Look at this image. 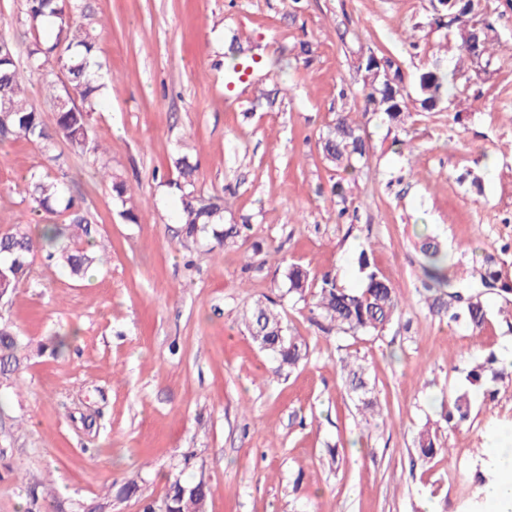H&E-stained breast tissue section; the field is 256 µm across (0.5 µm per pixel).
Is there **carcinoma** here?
<instances>
[{
    "label": "carcinoma",
    "mask_w": 512,
    "mask_h": 512,
    "mask_svg": "<svg viewBox=\"0 0 512 512\" xmlns=\"http://www.w3.org/2000/svg\"><path fill=\"white\" fill-rule=\"evenodd\" d=\"M85 6L82 0H26V20L32 29L38 28L44 18H55L56 35L50 45L37 42L29 50L28 68L42 70L49 58L68 75L69 87L57 92L53 78L46 74L43 84L53 104L54 131H49L41 113L29 104L26 80L20 71L13 41L0 36V140L22 136L48 151L54 136L63 137L71 151L100 159L101 144L90 126L95 99L101 89L100 70L91 68L96 37L82 21ZM362 94L366 112H380L390 122L403 123L408 105L416 102L424 112H442L455 99V80L448 79L444 61L435 59L419 74L414 91H398V85H389L382 75L365 68ZM83 106L78 107L73 97ZM324 158L346 170H355L353 159L366 156L368 146L360 129L342 117L327 129L321 138ZM178 177L170 187L181 202L179 223L187 239L211 237L222 245L246 234L251 225H224V199L218 195L203 196L196 191L197 166L187 157L172 159ZM27 192L46 212H59L64 223L50 224L35 236L28 224H11L0 235V296L11 295L28 274L29 257L36 246L47 248L46 258L71 277L81 279L100 256L90 248L100 245L99 225L92 221L82 205L67 194L66 176H51L34 171L27 178ZM420 251L424 256V276L428 280L425 291L429 309L450 322L464 323L472 333H480L489 322V310L480 294L463 297L458 291L447 293L450 285L446 274L448 257L434 238H421ZM364 285L347 289L338 284L337 277L327 272L320 280L309 278L306 270L290 264L285 270L288 294L305 301L311 300L310 314L325 332L336 331L345 336H379L386 326L399 318L400 302L391 283L381 274L369 254L361 252L358 258ZM275 302L266 298L257 300L244 315V322L253 342L270 353L277 362L275 373L292 372L309 359V345L301 336L289 333L283 318L274 309ZM498 359L491 354L467 375L470 385L489 389L502 380L504 369L497 367ZM340 372L348 393L357 397L362 409L373 413L377 402L368 396L367 369L346 358L339 360ZM18 339L12 329L0 323V374L19 369ZM472 402L466 390L455 393L442 404V416L450 428H456L470 419ZM419 455L430 459L447 449L438 444L425 430L419 434ZM210 486L203 480L185 482L178 477L168 481L163 504L166 512H193L199 503L209 499Z\"/></svg>",
    "instance_id": "carcinoma-1"
}]
</instances>
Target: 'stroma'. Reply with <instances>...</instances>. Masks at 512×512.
<instances>
[{"label": "stroma", "mask_w": 512, "mask_h": 512, "mask_svg": "<svg viewBox=\"0 0 512 512\" xmlns=\"http://www.w3.org/2000/svg\"><path fill=\"white\" fill-rule=\"evenodd\" d=\"M107 87L91 115L138 215L127 223L99 162L25 138L0 142V225L58 224L25 192L34 171L68 157L73 190L100 230L104 257L75 281L34 252L27 281L0 301L22 348L0 377V512H143L170 478L207 481V512H477L488 440L512 429V374L494 395L466 375L488 354L512 358V298L490 290L482 334L432 314L420 236L448 251L454 288L476 271L512 285V0H482L494 57L459 64L447 17L430 0H85ZM0 32L19 56L50 31L31 29L25 0H0ZM391 56L406 83L433 58L458 67L456 105L404 124L363 112L368 54ZM251 80L227 89L236 62ZM346 115L369 156L346 172L319 142ZM409 148L394 152L393 139ZM188 155L197 188L224 198L247 239L216 247L182 238L170 159ZM343 181L345 197L330 193ZM400 298L380 337L324 333L289 295L285 267L363 284L362 249ZM277 303L310 346L276 374L242 316ZM68 349L55 353L57 336ZM365 361L382 415L364 423L340 357ZM469 388L472 413L451 429L441 403ZM430 430L449 455L421 460ZM136 480L140 492L117 498Z\"/></svg>", "instance_id": "obj_1"}]
</instances>
